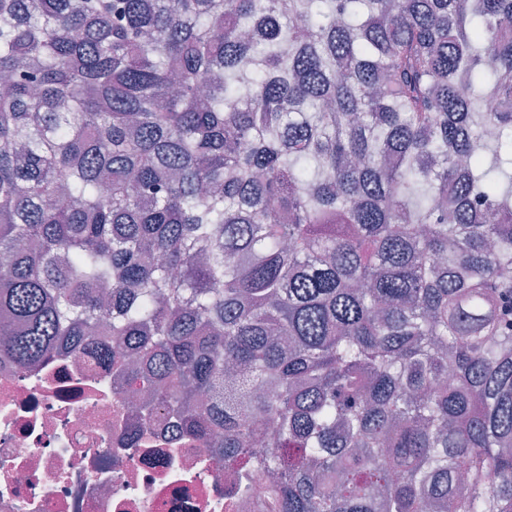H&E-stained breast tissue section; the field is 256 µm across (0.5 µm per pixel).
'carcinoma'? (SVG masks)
<instances>
[{"mask_svg": "<svg viewBox=\"0 0 512 512\" xmlns=\"http://www.w3.org/2000/svg\"><path fill=\"white\" fill-rule=\"evenodd\" d=\"M316 2L0 0V356L272 512H512V0Z\"/></svg>", "mask_w": 512, "mask_h": 512, "instance_id": "carcinoma-1", "label": "carcinoma"}]
</instances>
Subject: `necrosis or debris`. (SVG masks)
Listing matches in <instances>:
<instances>
[{
    "mask_svg": "<svg viewBox=\"0 0 512 512\" xmlns=\"http://www.w3.org/2000/svg\"><path fill=\"white\" fill-rule=\"evenodd\" d=\"M135 418L81 350L26 369L0 356V512H270L260 489L226 501L223 454L166 413L137 436Z\"/></svg>",
    "mask_w": 512,
    "mask_h": 512,
    "instance_id": "necrosis-or-debris-1",
    "label": "necrosis or debris"
}]
</instances>
